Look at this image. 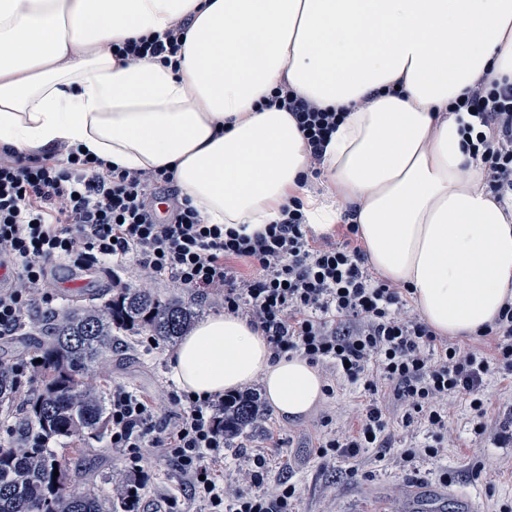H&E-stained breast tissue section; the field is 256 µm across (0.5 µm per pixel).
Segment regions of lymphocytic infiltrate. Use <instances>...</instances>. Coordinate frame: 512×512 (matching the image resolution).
Here are the masks:
<instances>
[{
	"mask_svg": "<svg viewBox=\"0 0 512 512\" xmlns=\"http://www.w3.org/2000/svg\"><path fill=\"white\" fill-rule=\"evenodd\" d=\"M181 26L130 40L119 54L132 61L170 63L181 47ZM273 103L294 113L313 157H320L340 113L321 110L292 94L276 91ZM454 111L467 113L465 149L478 159L488 188L512 197V85L479 87L459 98ZM172 198L171 213L159 218L158 190ZM293 199L281 220L250 235L207 224L190 200H182L167 169L152 172L108 168L82 147L65 160L0 156V266L13 278L0 285V337L17 335L36 302L54 314L46 294L49 266L65 259L88 269L134 259L145 274L171 277L204 295L220 297L225 312L260 330L273 358L300 356L325 367L330 376L361 383L370 396L357 434L321 441L318 456L355 457L360 449L381 448L388 426L383 397L403 406L404 423L420 418L431 433L425 447L435 457L454 431L448 406L469 400L474 431L489 432L480 396L491 368L512 374V301H506L482 336L492 337V355L435 332L410 310L408 286L381 279L358 244L357 225H346L341 242L314 237ZM253 275H244L238 261ZM168 417L122 388L109 398L110 442L138 459L141 449L177 461L190 478L194 496L211 512H289L295 485L263 489L266 458L250 461L251 488H234L220 476L224 399L171 395Z\"/></svg>",
	"mask_w": 512,
	"mask_h": 512,
	"instance_id": "f902f5d3",
	"label": "lymphocytic infiltrate"
}]
</instances>
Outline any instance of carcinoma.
<instances>
[{
    "instance_id": "obj_1",
    "label": "carcinoma",
    "mask_w": 512,
    "mask_h": 512,
    "mask_svg": "<svg viewBox=\"0 0 512 512\" xmlns=\"http://www.w3.org/2000/svg\"><path fill=\"white\" fill-rule=\"evenodd\" d=\"M197 318L182 301L162 300L145 288H114L100 305H72L44 324L42 389L22 397L13 363L0 357V407L12 412L18 428L15 447L0 450V512H111L95 492L69 489L66 458L31 447L35 435L49 442L75 435H96L107 427L106 397L85 381L92 365L112 356L123 333L147 332L175 342ZM224 441L239 437L265 416L260 393L224 398ZM59 475H54L53 471Z\"/></svg>"
}]
</instances>
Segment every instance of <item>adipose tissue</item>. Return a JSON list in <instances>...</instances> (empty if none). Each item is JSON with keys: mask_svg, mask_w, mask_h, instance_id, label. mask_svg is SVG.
<instances>
[{"mask_svg": "<svg viewBox=\"0 0 512 512\" xmlns=\"http://www.w3.org/2000/svg\"><path fill=\"white\" fill-rule=\"evenodd\" d=\"M176 23L178 66L115 51ZM494 82L512 83V0H0V147L168 168L205 223L250 234L296 197L314 234L351 219L370 265L444 336L476 335L512 299V207L449 109ZM280 88L344 114L311 188L296 119L265 104ZM169 364L201 397L261 382L287 421L324 393L308 360L273 359L229 313L195 324Z\"/></svg>", "mask_w": 512, "mask_h": 512, "instance_id": "obj_1", "label": "adipose tissue"}]
</instances>
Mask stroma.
Returning <instances> with one entry per match:
<instances>
[{"label": "stroma", "mask_w": 512, "mask_h": 512, "mask_svg": "<svg viewBox=\"0 0 512 512\" xmlns=\"http://www.w3.org/2000/svg\"><path fill=\"white\" fill-rule=\"evenodd\" d=\"M86 281L84 289L72 288V279ZM53 304L67 307L80 301L84 294L99 289L131 286L147 288L161 298L176 297L197 311L200 317L222 312L215 296L204 297L195 289L171 278L146 277L134 262L108 270H80L59 260L53 265ZM46 319L41 308H34L32 319L20 335L0 338V356L23 365L38 354L42 341L41 327ZM174 347L158 344L146 348L140 337L127 336L113 353L111 360L97 364L89 374L93 386L104 393L113 387L144 394L155 403L159 414L169 411V395L175 391L169 368ZM483 396L491 424L512 420V375L490 372L484 378ZM369 397L359 385L337 380L332 394L307 417L286 421L275 410L251 429L234 439L224 453L230 462L225 480L237 478L248 458L270 450L265 487L280 480L295 484L298 498L293 512H395L410 485L432 486L451 484L460 493L475 500L478 512H503L512 508V445L498 446L489 439L475 435L470 423L466 400H458L451 411L459 438L439 459L425 455L427 431L420 423L402 425L391 420L387 445L383 448L361 449L352 459L321 458L316 453L319 437L328 431H351L358 427L365 414ZM52 450L63 452L69 460L70 486L80 492L99 490L104 480L115 472H123L130 480H145L148 488L142 500L147 512H209L205 502L190 498L187 477L171 459L143 451L138 461H131L121 449L110 447L108 437L76 436L53 442ZM414 457L406 466L398 461L404 450ZM497 466L500 470L494 484L478 478L480 467ZM358 469L350 477V469Z\"/></svg>", "instance_id": "stroma-1"}]
</instances>
